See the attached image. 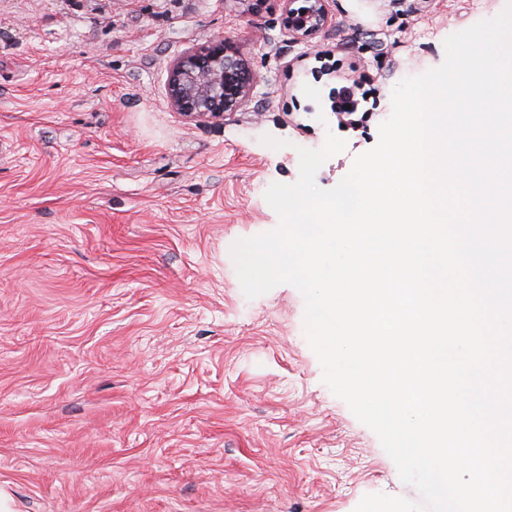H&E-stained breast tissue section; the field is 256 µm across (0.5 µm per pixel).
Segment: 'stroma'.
Returning a JSON list of instances; mask_svg holds the SVG:
<instances>
[{
  "label": "stroma",
  "instance_id": "obj_1",
  "mask_svg": "<svg viewBox=\"0 0 512 512\" xmlns=\"http://www.w3.org/2000/svg\"><path fill=\"white\" fill-rule=\"evenodd\" d=\"M507 0H328L309 44L283 0H0V486L16 512H355L420 501L322 381L305 303L247 298L238 239L299 148L378 142L402 79ZM221 36L259 83L239 111L173 112L171 61ZM353 88L363 118L324 111Z\"/></svg>",
  "mask_w": 512,
  "mask_h": 512
}]
</instances>
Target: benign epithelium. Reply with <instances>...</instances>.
Wrapping results in <instances>:
<instances>
[{"label": "benign epithelium", "instance_id": "obj_1", "mask_svg": "<svg viewBox=\"0 0 512 512\" xmlns=\"http://www.w3.org/2000/svg\"><path fill=\"white\" fill-rule=\"evenodd\" d=\"M285 26L296 41H306L329 23L327 0H283ZM256 75L222 37L184 51L172 62L167 97L172 111L197 118L236 112L249 101Z\"/></svg>", "mask_w": 512, "mask_h": 512}]
</instances>
